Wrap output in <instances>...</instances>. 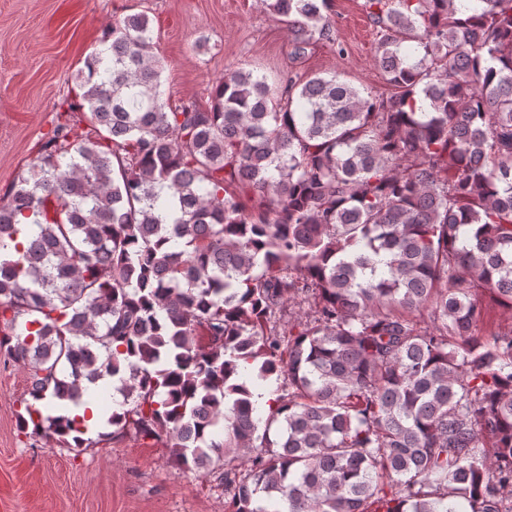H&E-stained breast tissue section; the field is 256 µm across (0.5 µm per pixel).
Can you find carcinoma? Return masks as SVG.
I'll list each match as a JSON object with an SVG mask.
<instances>
[{
	"label": "carcinoma",
	"mask_w": 512,
	"mask_h": 512,
	"mask_svg": "<svg viewBox=\"0 0 512 512\" xmlns=\"http://www.w3.org/2000/svg\"><path fill=\"white\" fill-rule=\"evenodd\" d=\"M327 8L269 3L295 55ZM365 9L395 93L236 70L205 108L162 97L147 14L114 22L67 107L89 130L0 198V352L35 401L111 378L107 439L220 473L225 512H512V327L481 332L482 294L512 310V0Z\"/></svg>",
	"instance_id": "obj_1"
}]
</instances>
